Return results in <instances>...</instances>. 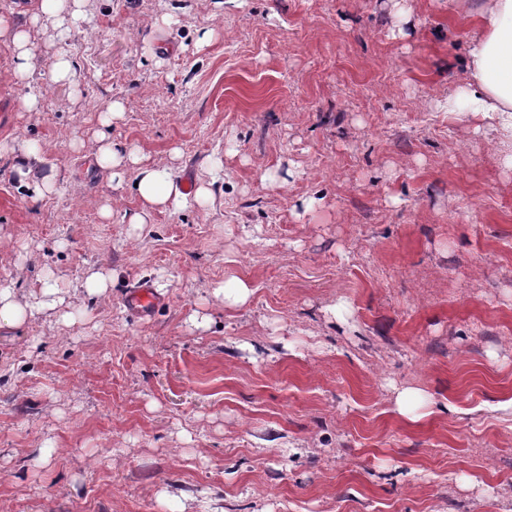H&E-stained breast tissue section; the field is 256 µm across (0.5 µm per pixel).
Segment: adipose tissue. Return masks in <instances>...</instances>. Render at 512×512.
<instances>
[{"mask_svg":"<svg viewBox=\"0 0 512 512\" xmlns=\"http://www.w3.org/2000/svg\"><path fill=\"white\" fill-rule=\"evenodd\" d=\"M86 0H36L31 24L52 21L58 43H65L72 28L85 16ZM457 10L475 17L476 31L465 66L467 78L462 87L440 101V111L449 117H466L474 133L492 135L505 150L504 165L512 169V0H451ZM0 46L14 59V77L29 81L34 73L36 54L25 28L0 18ZM91 154L95 162L109 170L113 183L123 184L127 172H134L139 207L124 214L123 220L139 229L149 223L154 212H174L214 199L217 175L185 190L171 166L146 161L127 143L98 132ZM40 316L60 326H71L74 315L57 281H44L26 297H18L13 286L0 284V328H18Z\"/></svg>","mask_w":512,"mask_h":512,"instance_id":"ef3b65f1","label":"adipose tissue"}]
</instances>
